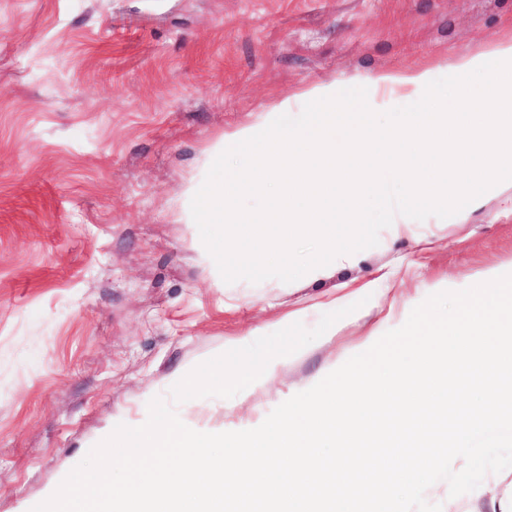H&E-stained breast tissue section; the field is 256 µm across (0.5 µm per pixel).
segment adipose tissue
Masks as SVG:
<instances>
[{"label": "adipose tissue", "instance_id": "adipose-tissue-1", "mask_svg": "<svg viewBox=\"0 0 512 512\" xmlns=\"http://www.w3.org/2000/svg\"><path fill=\"white\" fill-rule=\"evenodd\" d=\"M359 90H302L294 123L269 112L216 146L225 174L196 191L184 221L202 228L198 257L217 280L244 270L317 282L354 263L376 225L402 235L426 214L454 224L512 188V36L458 58L447 81L420 67ZM393 98L404 111L381 119Z\"/></svg>", "mask_w": 512, "mask_h": 512}]
</instances>
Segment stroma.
I'll list each match as a JSON object with an SVG mask.
<instances>
[{"instance_id":"obj_1","label":"stroma","mask_w":512,"mask_h":512,"mask_svg":"<svg viewBox=\"0 0 512 512\" xmlns=\"http://www.w3.org/2000/svg\"><path fill=\"white\" fill-rule=\"evenodd\" d=\"M506 34L512 0H0V512L248 330L300 308L314 328L346 286L374 282L397 312L425 285L512 267V188L458 224L377 228L357 263L297 288L216 285L178 220L218 174L210 147L300 89L423 65L444 78ZM366 303L266 385L179 418L268 415L355 355L381 318Z\"/></svg>"}]
</instances>
